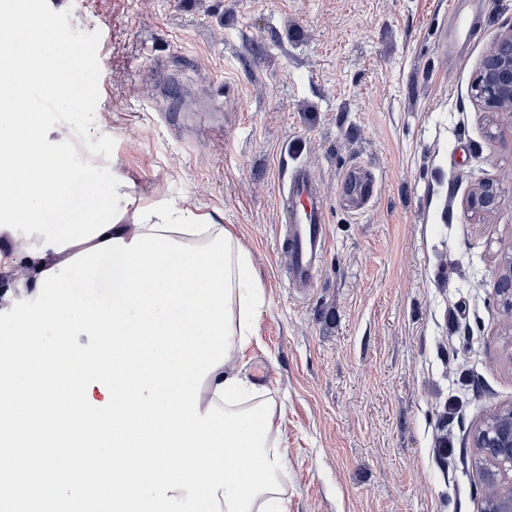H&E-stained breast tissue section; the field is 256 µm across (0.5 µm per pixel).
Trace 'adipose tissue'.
Instances as JSON below:
<instances>
[{
	"label": "adipose tissue",
	"instance_id": "adipose-tissue-1",
	"mask_svg": "<svg viewBox=\"0 0 512 512\" xmlns=\"http://www.w3.org/2000/svg\"><path fill=\"white\" fill-rule=\"evenodd\" d=\"M26 119V112L16 109L0 123V272L9 273L18 263H26L27 283L34 289L43 271L109 237L128 244L138 234H163L197 247L211 243L218 234L220 226L209 216L188 214L173 204H139L125 178L114 181L109 194L75 208L68 221L46 223L47 214L62 200L67 163L60 154L46 152L48 130H38L28 142L15 138V127ZM231 271L232 346L228 359L202 384L199 408L203 411L213 404L238 412L263 399L262 390L239 366L240 354L257 332L263 291L248 251L236 238L231 241Z\"/></svg>",
	"mask_w": 512,
	"mask_h": 512
}]
</instances>
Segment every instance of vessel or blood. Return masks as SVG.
I'll return each mask as SVG.
<instances>
[{"label": "vessel or blood", "instance_id": "b4317fda", "mask_svg": "<svg viewBox=\"0 0 512 512\" xmlns=\"http://www.w3.org/2000/svg\"><path fill=\"white\" fill-rule=\"evenodd\" d=\"M345 196L366 201L373 187L356 172L341 184ZM277 209L286 222L282 245L288 253V281L296 288L312 287L327 248L325 205L313 172L298 164L290 168L286 192L280 193Z\"/></svg>", "mask_w": 512, "mask_h": 512}]
</instances>
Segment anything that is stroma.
Returning <instances> with one entry per match:
<instances>
[{
  "label": "stroma",
  "mask_w": 512,
  "mask_h": 512,
  "mask_svg": "<svg viewBox=\"0 0 512 512\" xmlns=\"http://www.w3.org/2000/svg\"><path fill=\"white\" fill-rule=\"evenodd\" d=\"M68 0L99 32L92 139H53L75 203L129 179L141 204L221 217L264 288L242 362L281 412L288 512H481L473 446L512 407V317L496 293L512 254V116L480 110L479 66L512 0ZM456 38L455 63L445 50ZM307 166L328 246L312 288L288 282L277 198ZM374 182L355 208L353 167ZM481 184L499 208L467 211Z\"/></svg>",
  "instance_id": "stroma-1"
}]
</instances>
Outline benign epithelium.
<instances>
[{
  "label": "benign epithelium",
  "instance_id": "1",
  "mask_svg": "<svg viewBox=\"0 0 512 512\" xmlns=\"http://www.w3.org/2000/svg\"><path fill=\"white\" fill-rule=\"evenodd\" d=\"M474 94L487 112H512V29L504 32L484 57ZM497 206V195L489 185L477 189L469 199V209L475 212L489 213ZM497 293L512 306V256L503 262ZM506 414V424L491 427L485 423L474 434V447L486 465L485 479L496 487L488 512H512V408Z\"/></svg>",
  "mask_w": 512,
  "mask_h": 512
}]
</instances>
